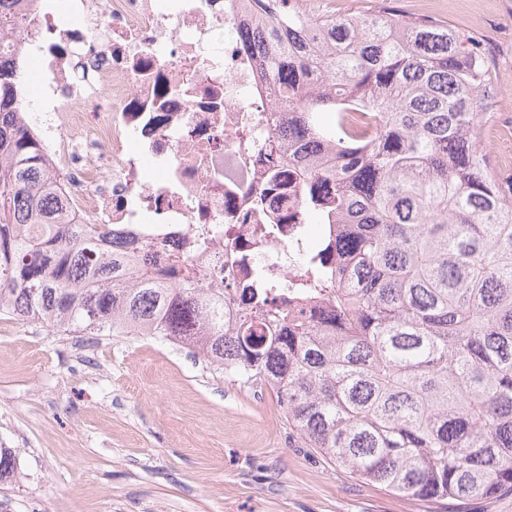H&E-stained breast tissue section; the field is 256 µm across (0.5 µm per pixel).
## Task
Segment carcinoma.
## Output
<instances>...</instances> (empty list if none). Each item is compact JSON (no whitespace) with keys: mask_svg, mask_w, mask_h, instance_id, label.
<instances>
[{"mask_svg":"<svg viewBox=\"0 0 512 512\" xmlns=\"http://www.w3.org/2000/svg\"><path fill=\"white\" fill-rule=\"evenodd\" d=\"M0 0V32L17 24ZM241 33L285 113L280 144L306 206L335 234L311 266L328 305L269 311V286H224L148 250L106 252L66 222L16 121L0 55V314L85 336H162L275 391L300 447L398 496L448 512L512 491V191L480 140L490 64L448 25L372 11L302 14L261 0ZM346 97L376 117L346 126ZM336 183V192L324 186ZM16 455L0 448V482Z\"/></svg>","mask_w":512,"mask_h":512,"instance_id":"carcinoma-1","label":"carcinoma"}]
</instances>
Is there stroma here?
<instances>
[{
    "mask_svg": "<svg viewBox=\"0 0 512 512\" xmlns=\"http://www.w3.org/2000/svg\"><path fill=\"white\" fill-rule=\"evenodd\" d=\"M492 61L482 147L512 181V0H397ZM0 512H448L300 447L275 392L152 337L66 336L0 315Z\"/></svg>",
    "mask_w": 512,
    "mask_h": 512,
    "instance_id": "obj_1",
    "label": "stroma"
}]
</instances>
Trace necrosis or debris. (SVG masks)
<instances>
[{
	"label": "necrosis or debris",
	"instance_id": "necrosis-or-debris-1",
	"mask_svg": "<svg viewBox=\"0 0 512 512\" xmlns=\"http://www.w3.org/2000/svg\"><path fill=\"white\" fill-rule=\"evenodd\" d=\"M250 12L251 0H23L0 48L68 221L135 229L158 264L177 256L223 284L227 315L255 274L272 305L311 314L313 219L298 179L280 180L287 150L268 148L279 116L239 38Z\"/></svg>",
	"mask_w": 512,
	"mask_h": 512
}]
</instances>
